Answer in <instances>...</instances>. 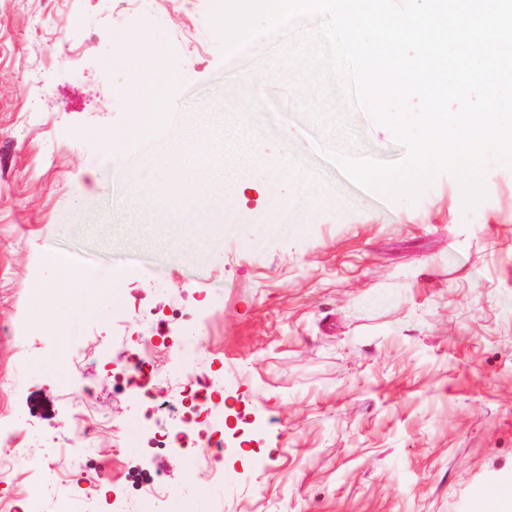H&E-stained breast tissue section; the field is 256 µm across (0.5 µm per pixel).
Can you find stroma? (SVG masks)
<instances>
[{
    "label": "stroma",
    "mask_w": 512,
    "mask_h": 512,
    "mask_svg": "<svg viewBox=\"0 0 512 512\" xmlns=\"http://www.w3.org/2000/svg\"><path fill=\"white\" fill-rule=\"evenodd\" d=\"M213 2L0 0V415L23 427L38 482L137 497L135 476L159 475L164 512H479L488 491L512 490V169L490 168L476 209L449 175L412 201L357 186L332 154L394 162L404 147L353 104L339 130L288 110L308 90L271 63L298 27L228 53ZM129 31L166 63L178 118L159 141L192 129L213 166L264 140L254 189L201 253L173 224L138 233L107 158L138 109L113 91ZM285 160L310 192L289 195ZM278 197L296 206L286 229L268 216ZM107 278L118 297L62 307ZM35 281L52 297L29 295ZM147 327L157 389L205 372L224 393L222 484L199 479L202 448L148 444L151 409L121 377ZM197 337L183 367L172 350ZM67 383L90 390L93 427L68 478Z\"/></svg>",
    "instance_id": "35a3bbf8"
}]
</instances>
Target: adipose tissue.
<instances>
[{
    "label": "adipose tissue",
    "instance_id": "ef3b65f1",
    "mask_svg": "<svg viewBox=\"0 0 512 512\" xmlns=\"http://www.w3.org/2000/svg\"><path fill=\"white\" fill-rule=\"evenodd\" d=\"M119 49L129 55L131 63L117 93L126 96L138 87L146 89L143 104L133 113L129 128L130 135L139 136L154 128L167 101L166 80L159 63H144L134 53L132 36H125ZM192 142L187 134L174 139L168 153L156 161L159 176L155 184L130 178L126 193L149 225L182 224L188 235L204 240L209 231L223 226L225 215L247 182L242 167L198 165Z\"/></svg>",
    "mask_w": 512,
    "mask_h": 512
}]
</instances>
